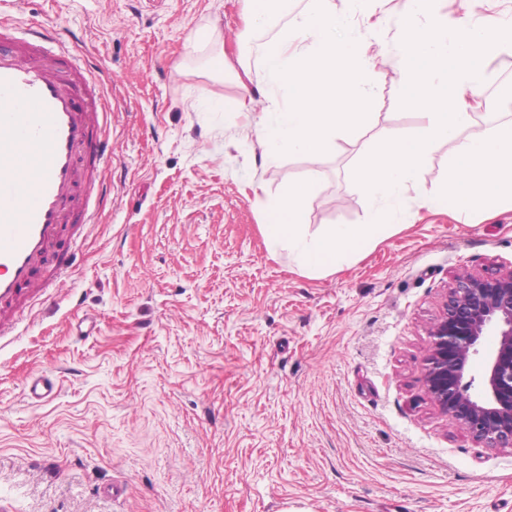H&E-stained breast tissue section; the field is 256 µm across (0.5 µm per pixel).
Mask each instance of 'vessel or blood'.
<instances>
[{"label":"vessel or blood","instance_id":"vessel-or-blood-1","mask_svg":"<svg viewBox=\"0 0 512 512\" xmlns=\"http://www.w3.org/2000/svg\"><path fill=\"white\" fill-rule=\"evenodd\" d=\"M46 30L0 25V338L13 335L28 303L69 273L58 250L73 215L94 223L110 206L105 185L89 182L92 166H107L112 144L104 130L112 111L100 91L95 62L57 47ZM37 172L26 188L28 151ZM24 390L35 402L57 394L43 371Z\"/></svg>","mask_w":512,"mask_h":512}]
</instances>
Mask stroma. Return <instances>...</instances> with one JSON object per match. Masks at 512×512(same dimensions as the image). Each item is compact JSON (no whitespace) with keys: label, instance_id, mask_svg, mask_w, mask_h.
Listing matches in <instances>:
<instances>
[{"label":"stroma","instance_id":"stroma-1","mask_svg":"<svg viewBox=\"0 0 512 512\" xmlns=\"http://www.w3.org/2000/svg\"><path fill=\"white\" fill-rule=\"evenodd\" d=\"M495 26L512 0H434ZM338 14L368 38L374 112L335 155L267 162L268 105L241 0H29L18 17L96 59L112 108V205L65 227L72 268L0 343V505L8 512H512V447L488 448L427 395L428 331L455 276L512 270V204L453 218L417 203L447 178L438 143L392 234L313 277L270 256L264 196L315 174L311 229L360 223L358 154L422 114L400 105V0ZM209 27L212 43L189 40ZM246 62L244 112L214 69ZM196 101L185 111L184 101ZM90 320V334L76 326ZM55 381L35 404L23 380ZM124 486L121 496L109 492Z\"/></svg>","mask_w":512,"mask_h":512}]
</instances>
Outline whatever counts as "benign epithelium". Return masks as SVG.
I'll use <instances>...</instances> for the list:
<instances>
[{"label": "benign epithelium", "instance_id": "obj_1", "mask_svg": "<svg viewBox=\"0 0 512 512\" xmlns=\"http://www.w3.org/2000/svg\"><path fill=\"white\" fill-rule=\"evenodd\" d=\"M429 337L421 371L431 401L475 441L511 448L512 270L457 277Z\"/></svg>", "mask_w": 512, "mask_h": 512}]
</instances>
